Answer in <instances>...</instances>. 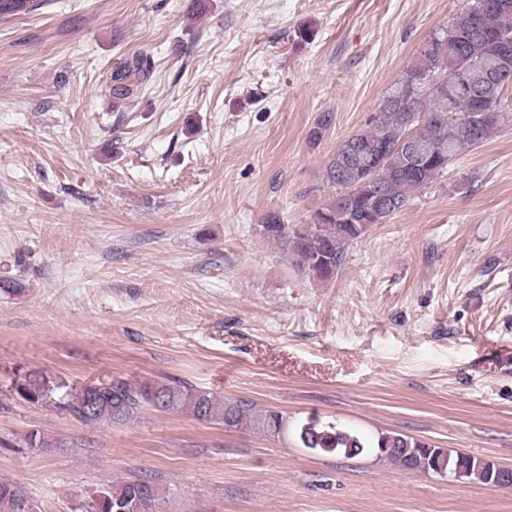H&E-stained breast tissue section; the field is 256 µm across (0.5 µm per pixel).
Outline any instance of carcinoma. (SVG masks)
I'll return each instance as SVG.
<instances>
[{"mask_svg": "<svg viewBox=\"0 0 512 512\" xmlns=\"http://www.w3.org/2000/svg\"><path fill=\"white\" fill-rule=\"evenodd\" d=\"M46 0H0V20L29 14ZM470 2L452 23L436 29L426 42L432 52L417 51L403 76L445 75L448 94L423 87L410 98L394 103L392 90L379 111L364 127L340 144L328 158L325 177L337 190L310 224L288 229L276 216L263 225L265 234L282 241L301 266L319 279L333 276L344 260L346 247L362 238L375 224H385L408 203L412 193L433 183L465 152L481 146L502 126L512 111L507 91L512 88V0ZM153 67L135 55L122 61L112 75V107L149 89ZM482 112L498 119L480 121ZM432 151L431 158L416 163L406 141ZM388 206L384 213L372 208L375 197ZM23 400L67 412L87 425L125 424L144 409L178 413L226 427L247 426L279 435L288 428V415L274 409L255 410L243 398L226 399L187 382L131 383L122 379L70 387L63 382L28 374L14 384ZM303 447L356 457L370 448L377 456L408 470L455 475L484 485L512 486V469L484 457L452 452L403 434L389 433L373 444L333 422L309 417L297 427ZM38 451L64 448L66 442L40 432L27 436ZM166 492L154 479L141 477L107 485L78 512H165ZM0 512H37L24 486L0 481Z\"/></svg>", "mask_w": 512, "mask_h": 512, "instance_id": "cac0c4a2", "label": "carcinoma"}]
</instances>
